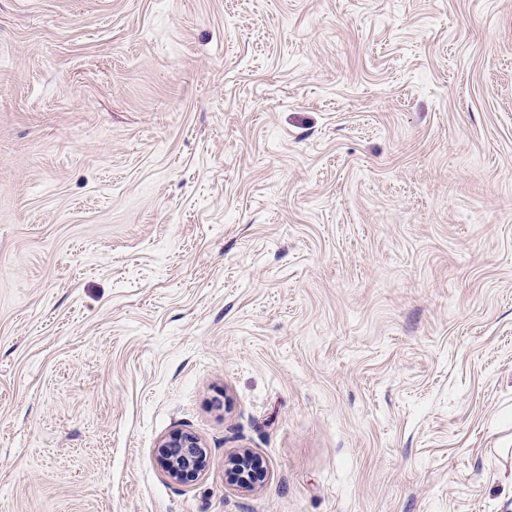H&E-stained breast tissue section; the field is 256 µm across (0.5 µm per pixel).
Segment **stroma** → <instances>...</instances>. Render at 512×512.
<instances>
[{
  "mask_svg": "<svg viewBox=\"0 0 512 512\" xmlns=\"http://www.w3.org/2000/svg\"><path fill=\"white\" fill-rule=\"evenodd\" d=\"M0 512H512V0H0ZM160 462L167 475L177 481H192L203 470L206 446L192 432L177 431L159 445ZM228 469L234 476H230V479L246 489L262 485L268 476L267 468L246 451L236 454L231 464L228 462Z\"/></svg>",
  "mask_w": 512,
  "mask_h": 512,
  "instance_id": "1",
  "label": "stroma"
}]
</instances>
